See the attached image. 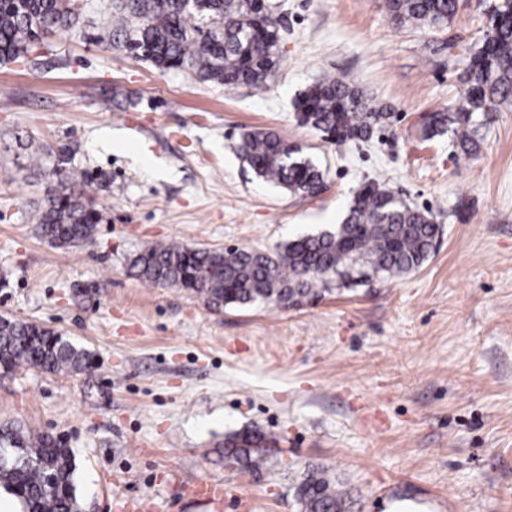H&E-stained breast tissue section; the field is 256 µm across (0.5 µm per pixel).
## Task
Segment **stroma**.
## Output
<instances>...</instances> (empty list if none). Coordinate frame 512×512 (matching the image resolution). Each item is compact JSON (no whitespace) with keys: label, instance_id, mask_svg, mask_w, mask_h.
<instances>
[{"label":"stroma","instance_id":"stroma-1","mask_svg":"<svg viewBox=\"0 0 512 512\" xmlns=\"http://www.w3.org/2000/svg\"><path fill=\"white\" fill-rule=\"evenodd\" d=\"M269 2L281 55L255 88L102 51L89 35L112 0H78L75 29L0 63V317L95 355L79 374L0 371V423L66 441L82 512H239L189 500L199 479L252 512H300L297 485L323 469L354 512H512V111L488 112L469 158L424 134L464 91L494 0H459L430 31L394 23L385 0ZM342 76L391 114L369 141L331 143L297 119L309 85ZM248 129L298 145L323 192L257 179L236 153ZM39 144L109 186L86 244L38 233L54 166ZM372 180L442 227L408 274L217 311L128 272L151 245L268 251L335 228ZM246 430L272 439L261 465L225 467V436Z\"/></svg>","mask_w":512,"mask_h":512}]
</instances>
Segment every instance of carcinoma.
<instances>
[{
  "instance_id": "obj_1",
  "label": "carcinoma",
  "mask_w": 512,
  "mask_h": 512,
  "mask_svg": "<svg viewBox=\"0 0 512 512\" xmlns=\"http://www.w3.org/2000/svg\"><path fill=\"white\" fill-rule=\"evenodd\" d=\"M391 20L423 29L448 24L458 0H385ZM80 21L76 0H0V63L25 60L44 37L70 31ZM279 21L266 0H115L111 22L90 38L105 51L151 63L162 73L189 69L196 77L228 87L264 83L280 58ZM466 92L455 110L436 112L428 136L454 135L466 155L478 151L477 132L486 112L512 107V0L493 8L482 46L464 69ZM295 108L301 123L338 143L368 140L387 119L351 80L325 79L304 91ZM240 160L254 175L293 193L315 196L322 171L300 149L273 131L242 133ZM47 185V207L37 216L40 236L55 245L89 242L100 212L83 200L93 175L64 167L56 155ZM440 225L410 206L385 182H369L355 194L333 231L295 238L270 252L249 248L199 249L161 244L131 261L138 277L182 288L220 310L258 302L287 308L310 295L374 276L390 279L419 268L429 257ZM20 366L78 374L93 368L94 353L36 322L0 318V367ZM273 439L247 431L224 439V463L256 466ZM74 452L59 438L34 435L21 424L0 426V486L23 504V512H81ZM301 512H351L349 498L324 471L297 487Z\"/></svg>"
}]
</instances>
